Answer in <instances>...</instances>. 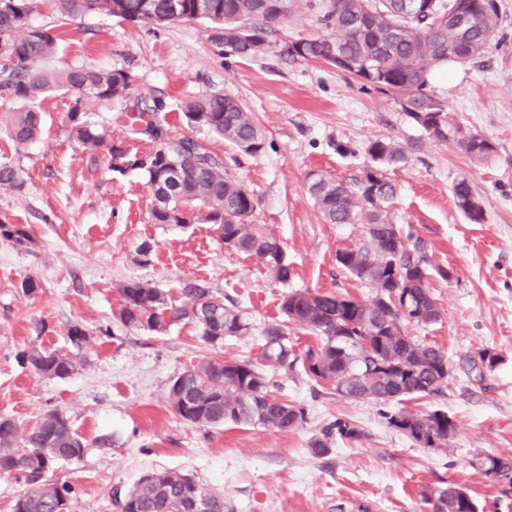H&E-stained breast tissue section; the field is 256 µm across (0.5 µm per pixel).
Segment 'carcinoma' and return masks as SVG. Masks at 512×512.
<instances>
[{"mask_svg": "<svg viewBox=\"0 0 512 512\" xmlns=\"http://www.w3.org/2000/svg\"><path fill=\"white\" fill-rule=\"evenodd\" d=\"M36 0H0V97L24 103L11 113L10 139L25 146L37 139L44 116L35 102L49 94L69 96L66 114L70 135L87 148L107 154L111 170H138L153 197L154 224H209L229 251L259 259L283 285L292 277V263L281 241L259 225L247 224L254 210L251 193L231 172L224 156L184 135L168 136L156 121L161 106L147 107L116 120L134 134L149 135L156 146L145 155H130L112 144L91 124L86 107L127 96L133 75L124 69L88 66L49 70L41 62L56 49L51 29L26 28ZM300 0H56L62 17L99 12L131 22L167 26L206 21L217 31L216 44L230 57L253 58L280 46L292 60L326 64L355 79L364 90L393 95L405 115L428 138L455 139L472 159L483 161L496 151L479 134H462L452 123L448 104L430 89L432 72L448 64L479 57L500 23L497 0H415L418 12L408 14L406 0H328L321 24L331 35L300 37L294 50H283L288 39L277 40L280 27ZM192 128L204 129L246 156L258 157L267 137L242 104L222 93L187 99L181 109ZM372 165L356 187L315 171L308 191L329 224H361L364 242L336 251V263L373 289L361 300L350 294L291 290L282 294L284 321L262 331L261 360L250 358L208 361L186 367L171 379L170 408L183 421L215 427L226 423L286 431L306 421L305 408L274 393L275 378L300 364L318 385L334 387L336 395L366 399L386 408L383 418L421 448H446L457 433L456 421L442 410L422 412L393 404L438 395L448 386L450 367L444 350L418 342L405 324H431L440 316L429 281L448 279V270L431 263L425 242L387 220L397 189L382 169L406 160L396 141L377 139L366 146ZM456 206L474 224L484 221L481 201L465 178L452 188ZM0 241L18 248L31 243L18 224L0 222ZM123 297L117 320L126 328L162 332L191 324L203 343L218 348L224 339L249 329L242 310L207 288H186L187 301L176 304L148 282L131 280L120 287ZM298 326L317 337V344L295 354L288 328ZM77 350L90 341L89 332L72 324L66 332ZM21 361L45 378L64 379L76 368L69 351L32 349ZM363 436L353 421L338 418L324 426L310 443L323 455L337 441L354 443ZM86 442L66 415L44 413L22 431L9 418L0 419V476L23 479L12 512H71L72 486L52 482L48 474L59 462L79 460ZM470 466L486 476L512 480V460L476 456ZM422 501L433 512H478L468 488L441 482L421 489ZM121 512H224V498L212 493L193 475L155 470L143 475L116 498Z\"/></svg>", "mask_w": 512, "mask_h": 512, "instance_id": "cac0c4a2", "label": "carcinoma"}]
</instances>
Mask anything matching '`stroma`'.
<instances>
[{
  "label": "stroma",
  "instance_id": "35a3bbf8",
  "mask_svg": "<svg viewBox=\"0 0 512 512\" xmlns=\"http://www.w3.org/2000/svg\"><path fill=\"white\" fill-rule=\"evenodd\" d=\"M498 2L500 26L484 54L436 72L431 84L454 124L495 145L479 163L455 140L429 139L392 96L363 90L331 67L286 59L275 48L251 59L224 57L203 21L157 27L99 13L64 19L53 0H42L29 24L57 28L50 65L133 75L127 98L89 110L90 120L130 154L149 152L153 142L115 117L155 102L172 134L189 133L213 151L234 154L206 131L189 130L178 104L215 92L242 102L265 132L267 150L240 157L235 176L252 193V223L272 231L293 264L284 285L257 259L225 249L211 225L151 223L143 175L110 170L105 155L67 133L68 98L40 101L45 133L27 146H15L0 124V162L16 167L22 181L0 188V220L22 225L32 239L25 249L0 242V418L23 429L53 409L70 419L87 448L81 460L57 464L53 477L74 487L73 512H118L115 492L156 469L194 474L232 512H428L421 486L449 479L469 488L480 512H512V482L469 465L480 455L512 458V0ZM376 139L395 140L407 153L405 164L385 171L397 186L390 222L411 227L433 264L449 272L448 279H431L439 320L410 323L406 331L448 354L452 376L444 394L414 406L455 419L450 447L413 444L387 426L375 402L340 398L299 369L278 380L282 398L305 406L302 427L185 423L169 407L171 378L208 360L259 358L264 327L283 319L279 303L287 289L372 295L336 264L339 248L362 240V226L326 223L307 175L321 170L354 185L370 162L365 148ZM461 178L483 204L481 223L469 222L454 204L452 187ZM145 242L153 251L143 266L135 256ZM30 278L40 288L29 297L22 284ZM136 279L179 301L185 287L210 289L236 302L252 327L217 349L189 326L126 329L114 313L120 286ZM73 323L93 342L77 351L72 375L43 378L21 364V351L67 348ZM484 349L499 362L479 375L469 360ZM339 417L362 428L360 441L312 454L310 442Z\"/></svg>",
  "mask_w": 512,
  "mask_h": 512
}]
</instances>
